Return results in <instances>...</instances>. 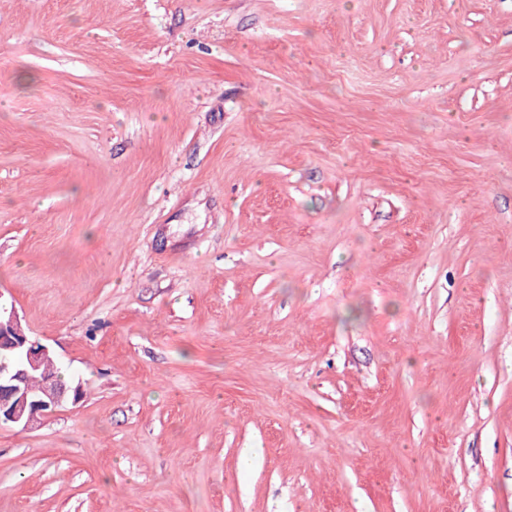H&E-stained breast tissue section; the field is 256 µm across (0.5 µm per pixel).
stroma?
<instances>
[{
	"instance_id": "35a3bbf8",
	"label": "stroma",
	"mask_w": 512,
	"mask_h": 512,
	"mask_svg": "<svg viewBox=\"0 0 512 512\" xmlns=\"http://www.w3.org/2000/svg\"><path fill=\"white\" fill-rule=\"evenodd\" d=\"M0 298V512H512V0H0ZM54 360L46 345L27 336L13 305L0 298V427L33 429L69 400L75 403L81 398L80 384L73 385L57 375L55 362L41 370ZM45 370L57 374H44L40 389L31 390V373L36 372L30 387L38 389Z\"/></svg>"
}]
</instances>
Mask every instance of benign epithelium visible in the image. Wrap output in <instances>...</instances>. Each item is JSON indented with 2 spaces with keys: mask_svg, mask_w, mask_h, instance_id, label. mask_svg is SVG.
I'll use <instances>...</instances> for the list:
<instances>
[{
  "mask_svg": "<svg viewBox=\"0 0 512 512\" xmlns=\"http://www.w3.org/2000/svg\"><path fill=\"white\" fill-rule=\"evenodd\" d=\"M54 360L49 348L30 339L13 306L0 301V427L23 430L82 395L81 384L73 385L57 374H46L37 391L28 378Z\"/></svg>",
  "mask_w": 512,
  "mask_h": 512,
  "instance_id": "7a95c632",
  "label": "benign epithelium"
}]
</instances>
